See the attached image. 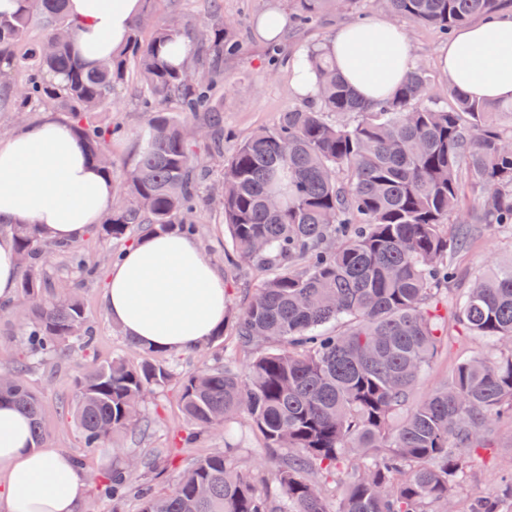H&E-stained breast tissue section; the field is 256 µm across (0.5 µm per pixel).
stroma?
I'll return each mask as SVG.
<instances>
[{"mask_svg": "<svg viewBox=\"0 0 512 512\" xmlns=\"http://www.w3.org/2000/svg\"><path fill=\"white\" fill-rule=\"evenodd\" d=\"M222 2L225 17L237 20L244 33L240 52L224 59V150L229 153L255 131L274 126L282 112L305 107L306 101L295 92L287 63H280L275 68L270 66V43L259 38L254 31L255 18L270 0ZM363 13L374 18L380 15L381 10L375 0H360L356 11L339 14L330 10L305 28L289 26L280 41L282 55H293L303 49L323 45L342 25L358 20ZM410 36L413 65L427 69L435 92L439 96H447L448 78L438 60L440 52L448 46L447 38L428 27L411 28ZM112 117L126 128L125 135L113 139L109 147L117 162L112 173V180L117 183L122 181L126 167L134 162L138 154L137 132L145 121L135 81H128L116 91ZM196 224L195 239L223 275L229 313L237 315L244 306L246 293L257 288L259 279L248 263H240L235 268L227 266L224 255L231 250L230 237L218 213L210 209L201 210ZM79 247L87 264L94 266V275L80 272L76 264L62 253L49 255L43 263L49 288L66 284L79 290L96 337L90 354L63 348L54 360L35 365L28 376L31 390L43 401L45 447L82 458L84 469L91 475L112 471L127 460L137 461V480L150 482L158 490L170 487L192 459L228 445L236 447L237 458L244 467L266 469L269 452L244 417L232 425L229 433L203 429L192 442L180 443L179 438L188 429L189 423L181 411L179 388L174 384L146 396L140 407V423L136 428L116 435L111 445L93 451L85 448L73 414L79 365L87 358L104 364L118 357L135 365L140 363L142 352L112 324L102 303V293L112 264L111 241L98 238L97 234L91 232ZM511 261L512 230L473 225L466 248L456 253L453 259L459 270L454 285L467 287L473 273L485 272ZM30 317V307L21 296L9 308L0 311V373L10 370L20 354L22 346L18 332ZM492 350L489 340L449 327L448 340L422 378L418 394H425L444 381L462 357L474 353L488 354ZM493 438L491 452H479L470 455L467 460L461 490L463 501L471 502L497 494L501 488L500 475L512 468V425H494ZM170 450L175 453L171 464L161 465L154 470L141 467V460L151 457L152 453L163 455Z\"/></svg>", "mask_w": 512, "mask_h": 512, "instance_id": "35a3bbf8", "label": "stroma"}]
</instances>
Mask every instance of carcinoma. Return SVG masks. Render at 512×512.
Listing matches in <instances>:
<instances>
[{"mask_svg": "<svg viewBox=\"0 0 512 512\" xmlns=\"http://www.w3.org/2000/svg\"><path fill=\"white\" fill-rule=\"evenodd\" d=\"M67 0H19L0 13V88L10 111H64L87 147L107 159L125 134L102 122L112 94L131 77L146 122L144 150L125 170L98 236L123 245L150 231H195L204 149L222 161L218 204L237 258L266 273L232 321L224 364L177 373L165 351L142 349L130 366L84 363L74 412L85 447H102L132 427L134 406L176 380L186 418L221 431L246 417L271 459L277 490L226 450L196 458L159 493L126 468L94 477L117 505L130 494L140 512L163 497L168 512H461L457 504L468 454L488 445L493 422L512 421V264L478 275L458 295L454 320L468 334L496 342L492 356L460 360L422 397L415 391L441 349L448 323L452 254L467 225L512 226V101L479 102L448 86L451 103L433 94L421 66L396 92L361 99L320 47L308 51L318 92L308 108H290L224 155V52L240 46L237 24L212 0L187 64L164 60L163 48L191 23L155 20L150 12L127 47L86 69L72 50ZM354 0H291L301 24L323 11L345 12ZM414 27L446 34L488 15L501 0H384ZM48 34L28 41L32 24ZM151 30L149 41L141 39ZM194 122L195 133L186 123ZM454 224L458 234L446 227ZM28 255L21 293L32 318L21 330L25 353L0 385L32 420L35 445L46 432L42 400L29 387L28 359L54 357L70 344L87 352L95 336L83 303L65 287L47 295L39 267L70 244L43 241L32 224L13 228ZM207 489L203 498L195 494ZM476 512H512V489Z\"/></svg>", "mask_w": 512, "mask_h": 512, "instance_id": "carcinoma-1", "label": "carcinoma"}]
</instances>
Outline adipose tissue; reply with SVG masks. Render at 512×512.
<instances>
[{
    "label": "adipose tissue",
    "mask_w": 512,
    "mask_h": 512,
    "mask_svg": "<svg viewBox=\"0 0 512 512\" xmlns=\"http://www.w3.org/2000/svg\"><path fill=\"white\" fill-rule=\"evenodd\" d=\"M143 10V0H67L85 66L119 53ZM325 47L343 81L368 102L391 94L409 71L408 33L387 17L347 23ZM439 64L469 97L512 100V12L459 30ZM114 193L68 119L48 112L0 136V222L7 227L32 224L48 242L75 243L103 221ZM19 275L7 231L0 234V309L14 300ZM102 302L128 339L170 351L207 341L226 313L223 276L192 238L175 232L149 234L127 248L108 272ZM0 471L5 512H83L85 471L64 452L35 447L28 420L8 399L0 401Z\"/></svg>",
    "instance_id": "1"
}]
</instances>
